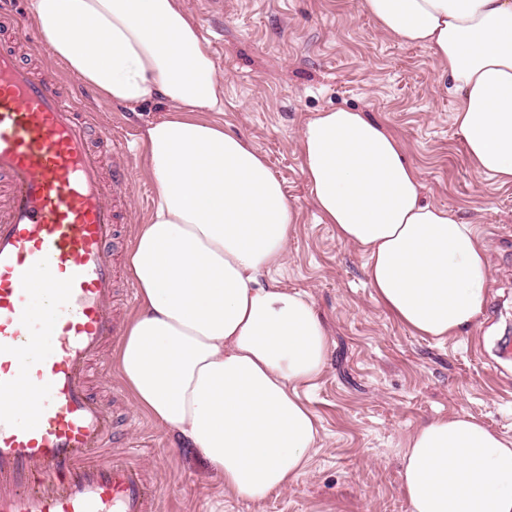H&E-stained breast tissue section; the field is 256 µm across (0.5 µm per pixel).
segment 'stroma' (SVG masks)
Instances as JSON below:
<instances>
[{"mask_svg": "<svg viewBox=\"0 0 512 512\" xmlns=\"http://www.w3.org/2000/svg\"><path fill=\"white\" fill-rule=\"evenodd\" d=\"M210 45L224 84L225 131L249 139L299 211L285 262L271 277L305 292L329 335L326 366L299 394L319 424L318 450L288 488L252 502L226 492L194 452L176 446L135 409L116 368L91 388L153 449L144 459L165 512H408L399 490L400 452L431 418L468 413L512 437V184L476 176L456 136L448 79L426 50L383 34L364 0H181ZM88 111L123 132L164 116L156 101L130 111L95 96ZM348 108L386 125L420 168L425 198L475 224L491 281L486 316L468 335L438 343L400 325L372 297L366 256L320 223L298 142L315 113ZM125 244L146 223L154 187L141 155L131 161Z\"/></svg>", "mask_w": 512, "mask_h": 512, "instance_id": "obj_1", "label": "stroma"}]
</instances>
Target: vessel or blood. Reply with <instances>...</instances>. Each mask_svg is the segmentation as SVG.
<instances>
[{"label":"vessel or blood","mask_w":512,"mask_h":512,"mask_svg":"<svg viewBox=\"0 0 512 512\" xmlns=\"http://www.w3.org/2000/svg\"><path fill=\"white\" fill-rule=\"evenodd\" d=\"M78 97L0 45V512H160L137 442L111 449L89 386L115 332L130 159Z\"/></svg>","instance_id":"obj_1"}]
</instances>
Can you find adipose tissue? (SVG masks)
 <instances>
[{
    "label": "adipose tissue",
    "mask_w": 512,
    "mask_h": 512,
    "mask_svg": "<svg viewBox=\"0 0 512 512\" xmlns=\"http://www.w3.org/2000/svg\"><path fill=\"white\" fill-rule=\"evenodd\" d=\"M388 36L448 74L456 134L477 176L512 184V0H364ZM51 56L106 100H157L142 136L156 195L130 269L139 304L114 354L137 410L207 461L225 490L260 501L305 472L316 417L297 388L329 340L305 293L262 284L298 211L265 157L216 121L224 87L179 0H30ZM302 172L324 223L366 253L377 303L438 341L484 316L476 228L425 202L401 140L365 113H316ZM408 512H512V439L466 413L417 426L401 454Z\"/></svg>",
    "instance_id": "adipose-tissue-1"
}]
</instances>
